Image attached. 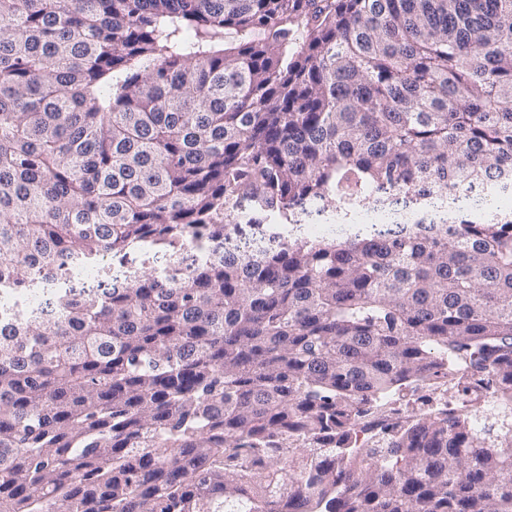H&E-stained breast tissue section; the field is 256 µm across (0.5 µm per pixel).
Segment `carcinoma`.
<instances>
[{
    "label": "carcinoma",
    "instance_id": "1",
    "mask_svg": "<svg viewBox=\"0 0 512 512\" xmlns=\"http://www.w3.org/2000/svg\"><path fill=\"white\" fill-rule=\"evenodd\" d=\"M477 186L512 0H0V278L134 264L0 314V512H512V213L283 231Z\"/></svg>",
    "mask_w": 512,
    "mask_h": 512
}]
</instances>
